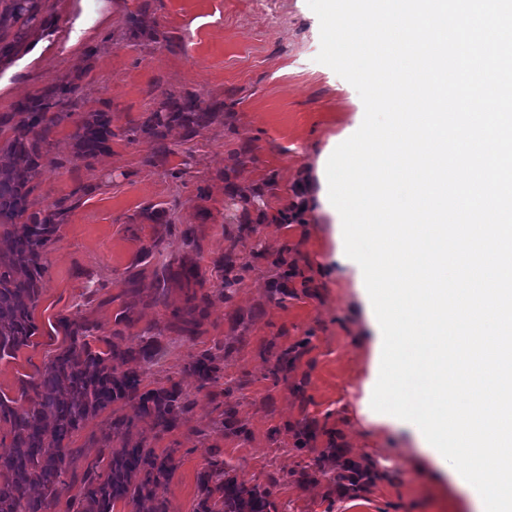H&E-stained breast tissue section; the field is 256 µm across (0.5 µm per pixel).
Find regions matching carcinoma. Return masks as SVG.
<instances>
[{
    "instance_id": "1",
    "label": "carcinoma",
    "mask_w": 512,
    "mask_h": 512,
    "mask_svg": "<svg viewBox=\"0 0 512 512\" xmlns=\"http://www.w3.org/2000/svg\"><path fill=\"white\" fill-rule=\"evenodd\" d=\"M38 14V0H5L0 26L20 19L30 23ZM76 92L69 84L51 85L19 103L14 115L25 135L8 139L0 147V360L15 358L37 331L33 314L43 288L42 260L47 247L59 238L67 209L29 212L31 182L37 175L42 144L64 119L63 112L53 108L62 107L66 95ZM214 112L189 97L170 93L159 109L147 113L137 131L161 141L171 126L178 125L190 139ZM114 136L112 119L105 112L88 113L71 134L79 158L109 149ZM137 281L134 275L128 278L132 300L116 314L118 325L130 327L137 322ZM198 309L194 303L175 315L173 330L178 335L197 334ZM60 323L70 344L45 363L37 380L22 388L25 402L0 394V426H8L11 436L10 452L0 456V512H45L62 490L77 482L80 491L70 502L74 512H114L119 501L130 505V512H171L168 499L158 496L157 489L174 475L173 451H157L137 429L135 418H148L152 428L170 431L194 400L176 383L147 387L144 363L151 358L149 345L121 347L104 338L106 350L94 349L87 341L93 326L67 317ZM189 370L205 385L219 378L221 358L205 351ZM117 402L132 407L135 417L112 418L102 431L97 457L78 475L72 464L81 449L65 441L88 419ZM337 479L356 497L374 484L367 467L354 472L347 467ZM200 492L198 512H270L268 490L238 480L224 462H210L209 470L200 476Z\"/></svg>"
}]
</instances>
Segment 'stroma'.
Here are the masks:
<instances>
[{
  "label": "stroma",
  "mask_w": 512,
  "mask_h": 512,
  "mask_svg": "<svg viewBox=\"0 0 512 512\" xmlns=\"http://www.w3.org/2000/svg\"><path fill=\"white\" fill-rule=\"evenodd\" d=\"M39 8L35 22L4 31L19 45L0 58V115L45 86L79 84L30 196L33 210L68 214L43 256L38 331L16 358L0 360V392L19 397L22 381L69 345L60 318L85 320L123 346L152 341L147 384H179L194 401L171 431L138 422L154 447L173 451L175 474L158 490L172 512H195L198 478L213 459L267 489L275 512H483L477 493L436 467L403 421L371 407L370 308L353 269L333 259L332 216L303 196L326 177L324 148L360 127L364 106L317 62L319 20L306 0H39ZM170 92L215 108L211 122L189 140L178 126L159 143L129 139ZM94 111L111 116L115 136L109 150L76 158L71 135ZM245 145L254 160L233 169ZM295 210L299 221L276 222ZM282 259L295 270L284 295L274 290ZM228 260L249 266L229 295ZM182 263L198 266L199 284L171 281L157 296V273ZM133 274L144 303L121 330L116 297ZM192 291L205 316L188 339L168 325ZM287 348L293 362L273 372ZM207 350L224 370L203 385L187 367ZM230 407L244 434L225 431ZM132 413L115 404L69 440L83 451L77 470L96 458L112 416ZM346 459L376 474L361 497L336 480Z\"/></svg>",
  "instance_id": "stroma-1"
}]
</instances>
